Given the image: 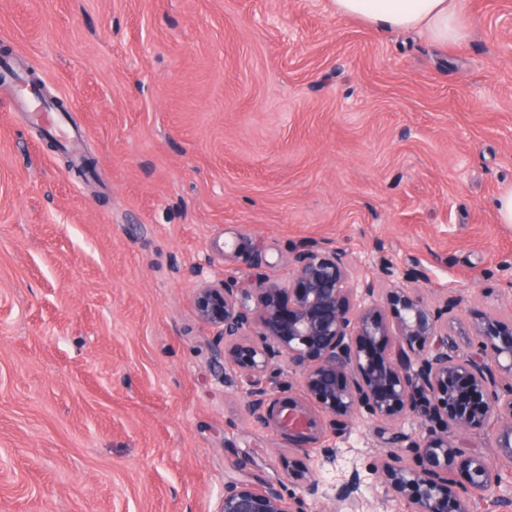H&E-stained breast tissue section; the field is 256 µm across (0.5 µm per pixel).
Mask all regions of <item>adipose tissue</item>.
Listing matches in <instances>:
<instances>
[{
  "label": "adipose tissue",
  "instance_id": "1",
  "mask_svg": "<svg viewBox=\"0 0 512 512\" xmlns=\"http://www.w3.org/2000/svg\"><path fill=\"white\" fill-rule=\"evenodd\" d=\"M336 12L382 32L419 31L445 46L468 38L466 0H335Z\"/></svg>",
  "mask_w": 512,
  "mask_h": 512
}]
</instances>
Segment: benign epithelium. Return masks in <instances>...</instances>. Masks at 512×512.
<instances>
[{
    "label": "benign epithelium",
    "mask_w": 512,
    "mask_h": 512,
    "mask_svg": "<svg viewBox=\"0 0 512 512\" xmlns=\"http://www.w3.org/2000/svg\"><path fill=\"white\" fill-rule=\"evenodd\" d=\"M284 284L260 272L245 286L204 283L193 306L223 342L214 367L230 364L253 377L247 409L260 413L262 377L286 361L308 399L337 429L360 415L399 425L424 419L393 441L404 457L371 463L385 498H402L412 512H471V499L498 487V470L483 448L462 440L492 431L512 461V317L486 313L465 323L448 317L457 300L434 304L414 288L381 290L353 278L348 265L317 244L291 254ZM471 336L460 346L455 337ZM303 495L285 499L272 486L229 482L213 512H307L319 483L305 471ZM360 478L336 489L345 512H358Z\"/></svg>",
    "instance_id": "1"
}]
</instances>
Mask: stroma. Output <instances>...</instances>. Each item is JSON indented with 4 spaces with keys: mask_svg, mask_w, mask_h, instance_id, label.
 <instances>
[{
    "mask_svg": "<svg viewBox=\"0 0 512 512\" xmlns=\"http://www.w3.org/2000/svg\"><path fill=\"white\" fill-rule=\"evenodd\" d=\"M465 42L383 33L334 0H0V61L64 101L70 153L0 83V512H212L231 481L314 512L359 473L362 512H409L369 470L394 426L317 427L305 453L216 374L202 280H287L305 242L411 273L458 318L512 315V0H467ZM336 443L335 462L319 450Z\"/></svg>",
    "mask_w": 512,
    "mask_h": 512,
    "instance_id": "obj_1",
    "label": "stroma"
}]
</instances>
